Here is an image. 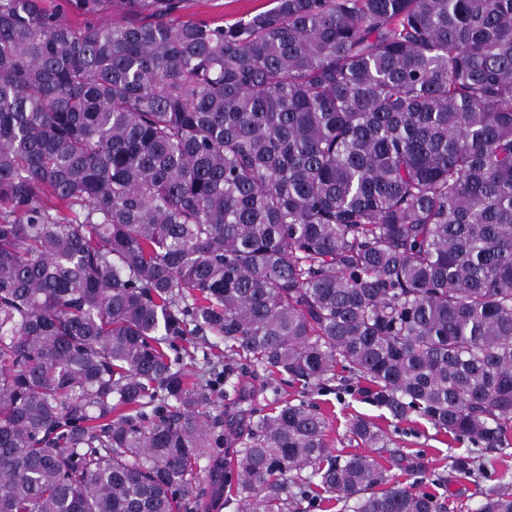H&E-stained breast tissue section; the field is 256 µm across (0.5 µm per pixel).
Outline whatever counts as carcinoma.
I'll return each instance as SVG.
<instances>
[{
	"mask_svg": "<svg viewBox=\"0 0 512 512\" xmlns=\"http://www.w3.org/2000/svg\"><path fill=\"white\" fill-rule=\"evenodd\" d=\"M69 2L89 21L0 0V512H187L212 398L261 372L302 391L247 409L241 512H448L336 453L307 395L345 373L399 422L508 442L512 0ZM270 7V0H185L179 16L183 20H206L226 24Z\"/></svg>",
	"mask_w": 512,
	"mask_h": 512,
	"instance_id": "1",
	"label": "carcinoma"
}]
</instances>
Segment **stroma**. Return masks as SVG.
Instances as JSON below:
<instances>
[{"instance_id": "35a3bbf8", "label": "stroma", "mask_w": 512, "mask_h": 512, "mask_svg": "<svg viewBox=\"0 0 512 512\" xmlns=\"http://www.w3.org/2000/svg\"><path fill=\"white\" fill-rule=\"evenodd\" d=\"M270 6V0H184L180 16L185 20L226 24ZM244 382L251 390L249 401H241L235 396H219L214 402V411L224 417V441L212 449L210 462L220 474L227 473L233 449L248 432V422L240 416V409L249 402L262 406L298 395L297 387L280 379L272 382L248 375ZM314 400L328 417V439L333 448L350 452L347 427L352 418L362 416L374 420L389 438L382 456L387 460L390 476L403 481L409 473H423L428 482L436 484L438 492L447 496L448 512H471L482 493L492 489L512 491V441L503 448L484 449L468 439H456L437 431L420 417L396 421L384 409L370 404L358 392L336 381L330 383L328 390L315 394ZM467 456L483 461L484 472L472 478L455 477L454 460Z\"/></svg>"}]
</instances>
